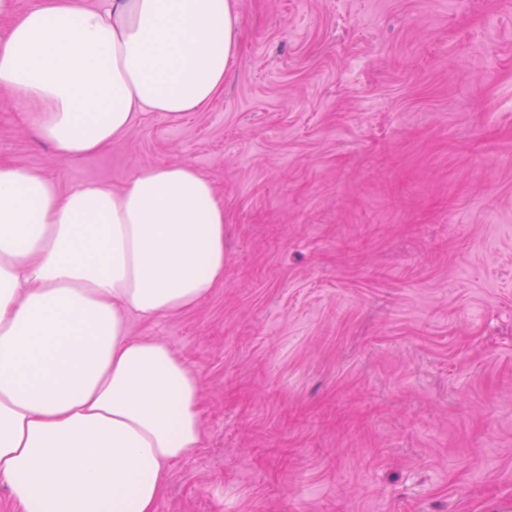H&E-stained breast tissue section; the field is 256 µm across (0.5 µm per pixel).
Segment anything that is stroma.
Segmentation results:
<instances>
[{
	"mask_svg": "<svg viewBox=\"0 0 512 512\" xmlns=\"http://www.w3.org/2000/svg\"><path fill=\"white\" fill-rule=\"evenodd\" d=\"M224 88L72 161L0 90V159L122 189L180 162L224 281L130 319L201 382L157 512H512V0H236Z\"/></svg>",
	"mask_w": 512,
	"mask_h": 512,
	"instance_id": "35a3bbf8",
	"label": "stroma"
}]
</instances>
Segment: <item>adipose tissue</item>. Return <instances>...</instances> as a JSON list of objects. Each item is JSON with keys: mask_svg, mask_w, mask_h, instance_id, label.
Returning a JSON list of instances; mask_svg holds the SVG:
<instances>
[{"mask_svg": "<svg viewBox=\"0 0 512 512\" xmlns=\"http://www.w3.org/2000/svg\"><path fill=\"white\" fill-rule=\"evenodd\" d=\"M235 0H35L0 40V87L70 160L136 119L210 102L239 48ZM224 281V203L192 167L71 190L0 160V485L19 512H155L203 440L198 375L128 321Z\"/></svg>", "mask_w": 512, "mask_h": 512, "instance_id": "adipose-tissue-1", "label": "adipose tissue"}]
</instances>
